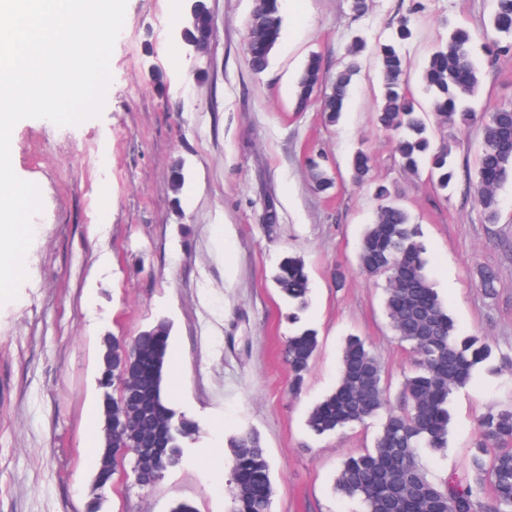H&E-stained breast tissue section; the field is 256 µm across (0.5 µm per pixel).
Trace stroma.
Segmentation results:
<instances>
[{"label": "stroma", "mask_w": 512, "mask_h": 512, "mask_svg": "<svg viewBox=\"0 0 512 512\" xmlns=\"http://www.w3.org/2000/svg\"><path fill=\"white\" fill-rule=\"evenodd\" d=\"M207 4L213 40L206 55L190 57L178 41L186 0H128L101 116L76 126L25 119L13 129V170L39 186L43 210L33 219L28 277L0 306V512H87L96 497L99 512H170L177 501L231 512L227 443L245 428L268 452L271 512H364L336 479L346 457L373 449L382 416L325 435L307 425L337 382L347 337L363 338L378 359L392 406L415 369L410 344L387 318L384 278L358 263L378 205L369 185L349 180L360 151L372 179L398 190L418 225L430 280L459 330L492 348L487 367L449 397L447 448L420 452L428 477L461 473L477 418L512 404V372L499 367L512 357V182L499 189V217L488 223L469 188L478 125L454 132L457 178L441 191L402 170L393 137L377 126L372 58L362 60L338 123L319 102L300 111L294 99L311 55L334 77L354 36L376 42L408 12L409 90L424 99L417 76L431 48L452 24L483 32L493 0H370L359 18L351 0H299L283 8V37L259 75L244 56L253 0ZM476 60V111L512 105V53ZM313 156L337 183L330 193L312 186ZM177 163L186 175L178 195ZM269 204L279 216L270 233ZM287 253L308 272L306 321L319 343L297 390L284 359L288 307L274 283ZM483 269L497 276L494 296L480 286ZM160 318L172 325L178 367L167 396L195 433L154 486L121 473L98 490L89 436L102 429V340L132 341Z\"/></svg>", "instance_id": "obj_1"}]
</instances>
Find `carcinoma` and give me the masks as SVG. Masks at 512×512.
Instances as JSON below:
<instances>
[{
    "mask_svg": "<svg viewBox=\"0 0 512 512\" xmlns=\"http://www.w3.org/2000/svg\"><path fill=\"white\" fill-rule=\"evenodd\" d=\"M182 27L191 52L205 54L214 28L204 0H196L193 14ZM282 34L280 0H255L245 43L246 60L253 73L266 71ZM412 36L411 15H404L391 36L373 47L382 77L377 121L395 134L402 168L414 175L427 171L442 191L448 190L456 176L448 133L479 124L475 191L485 219L493 223L499 215L496 191L512 181V108L482 115L475 112L471 102L480 85L475 54L478 47L490 57L512 51V0H494L489 29L482 38L468 28L454 26L448 40L431 51L421 75L430 95L426 111L406 90L408 62L401 45ZM366 47L363 38H356L347 62L330 81L320 58L311 56L296 81L297 109H304L321 91L322 111L330 121H336ZM308 168L315 190L334 188L319 162L310 160ZM369 173L370 158L360 152L352 161L353 179L364 182ZM374 195L379 206L374 223L361 240L358 259L367 274L385 277L387 315L398 336L412 346L416 368L403 384L404 407L394 411L389 408L380 363L361 338H348L336 387L313 408L308 425L316 434L324 435L386 412L374 449L346 458L337 478L338 490L361 498L366 512H512V448L507 447L512 442L511 406L491 409L478 418L479 442L465 477L452 476L442 486L430 480L418 464L419 449L439 451L447 447L449 396L454 389L472 382L492 350L482 338L459 333L433 288L426 248L409 212L385 184L375 185ZM274 280L288 303L290 320L297 324L286 342L285 358L298 387L317 348L315 331L300 325L310 299L309 277L303 261L289 255L279 262ZM170 335V326L161 320L133 340L138 346H152L161 362V371L144 379L142 391L149 406L165 407L171 414L172 440L160 450L166 471L178 464L184 439L194 432V423L177 415L165 391ZM112 354L129 355L130 346L114 339L112 348L101 351V380L114 386L116 382L109 374ZM101 413H110L118 420L129 416L125 398L105 397ZM136 434L137 429L130 425L112 433L114 464L122 465L131 456ZM228 446L231 469H246L252 476L245 486L229 484L233 512H270L273 488L260 436L243 430ZM486 478L493 486L494 499L484 505L478 494Z\"/></svg>",
    "mask_w": 512,
    "mask_h": 512,
    "instance_id": "1",
    "label": "carcinoma"
}]
</instances>
